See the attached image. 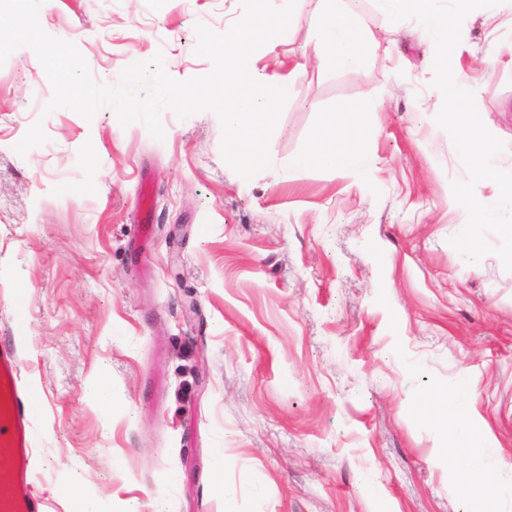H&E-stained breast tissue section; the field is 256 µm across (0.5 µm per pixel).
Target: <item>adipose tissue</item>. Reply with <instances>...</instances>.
<instances>
[{"mask_svg":"<svg viewBox=\"0 0 512 512\" xmlns=\"http://www.w3.org/2000/svg\"><path fill=\"white\" fill-rule=\"evenodd\" d=\"M320 2L321 14L314 30L319 59L342 69L359 67L363 36L352 22L346 0ZM372 109L371 102H356L347 111L343 124L331 122L319 128L312 137L311 147L293 160V167H330L344 175L362 174L369 168L371 158L360 143V122Z\"/></svg>","mask_w":512,"mask_h":512,"instance_id":"obj_1","label":"adipose tissue"}]
</instances>
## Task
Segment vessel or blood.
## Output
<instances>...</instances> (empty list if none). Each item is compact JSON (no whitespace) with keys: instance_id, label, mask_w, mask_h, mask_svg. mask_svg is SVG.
<instances>
[{"instance_id":"vessel-or-blood-1","label":"vessel or blood","mask_w":512,"mask_h":512,"mask_svg":"<svg viewBox=\"0 0 512 512\" xmlns=\"http://www.w3.org/2000/svg\"><path fill=\"white\" fill-rule=\"evenodd\" d=\"M19 354L0 342V512H42L30 497L34 404L19 384Z\"/></svg>"}]
</instances>
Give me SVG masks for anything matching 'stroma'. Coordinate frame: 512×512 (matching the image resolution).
Returning a JSON list of instances; mask_svg holds the SVG:
<instances>
[{"mask_svg":"<svg viewBox=\"0 0 512 512\" xmlns=\"http://www.w3.org/2000/svg\"><path fill=\"white\" fill-rule=\"evenodd\" d=\"M318 7L297 0L294 35L252 60L290 92L271 165L249 180L224 162L212 112L164 111L158 140L108 106L45 113L53 90L30 48L0 66V338L36 404L30 492L46 512H512V488L459 478L488 447L512 465V272L449 243L467 214L448 184L468 173L435 122V48L411 19L383 46L362 0L366 63L320 66ZM39 13L113 84L158 53L174 79L209 73L196 24L224 31L242 8L45 0ZM462 32L452 70L512 167V0ZM358 98L376 104L370 172L289 169ZM38 121L47 142L19 155ZM145 220L146 271L132 248ZM457 377L465 392L449 395ZM451 418L468 448L448 456ZM65 483L80 496H59Z\"/></svg>","mask_w":512,"mask_h":512,"instance_id":"35a3bbf8","label":"stroma"}]
</instances>
